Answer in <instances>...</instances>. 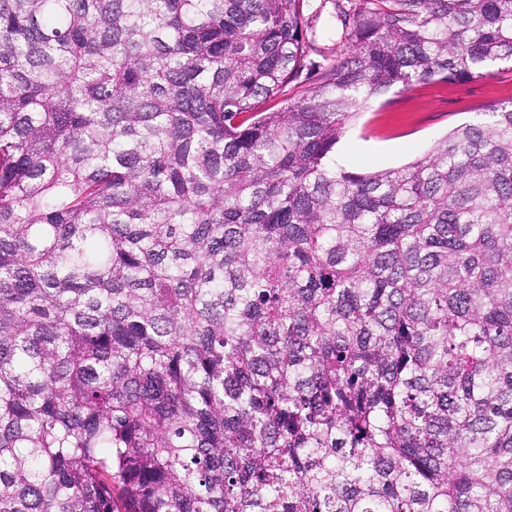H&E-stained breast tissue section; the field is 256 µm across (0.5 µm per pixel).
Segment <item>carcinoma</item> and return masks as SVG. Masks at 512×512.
Here are the masks:
<instances>
[{"instance_id": "obj_1", "label": "carcinoma", "mask_w": 512, "mask_h": 512, "mask_svg": "<svg viewBox=\"0 0 512 512\" xmlns=\"http://www.w3.org/2000/svg\"><path fill=\"white\" fill-rule=\"evenodd\" d=\"M307 2L0 0V512H512V103L333 159L512 0ZM310 9L305 13L309 26L317 33L315 50L310 53L308 59L314 63L309 70H304L297 82L288 86V97H293L312 85L320 76L322 69L331 64L341 54L346 52L343 46L344 36L339 19L332 16L338 12L337 5L346 11L352 12L357 0H315L311 1ZM317 9V14H316ZM342 37V41H341Z\"/></svg>"}]
</instances>
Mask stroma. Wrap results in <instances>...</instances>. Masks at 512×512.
Here are the masks:
<instances>
[{
	"mask_svg": "<svg viewBox=\"0 0 512 512\" xmlns=\"http://www.w3.org/2000/svg\"><path fill=\"white\" fill-rule=\"evenodd\" d=\"M355 6V0H312L306 13L309 26L317 33L315 49L309 55L312 67L289 85V96L309 88L322 69L344 53L342 25L335 14ZM509 100L510 62L493 64L487 75L468 82L434 80L389 93L370 103L341 138L336 146V164L361 173L404 166L482 107Z\"/></svg>",
	"mask_w": 512,
	"mask_h": 512,
	"instance_id": "1",
	"label": "stroma"
}]
</instances>
